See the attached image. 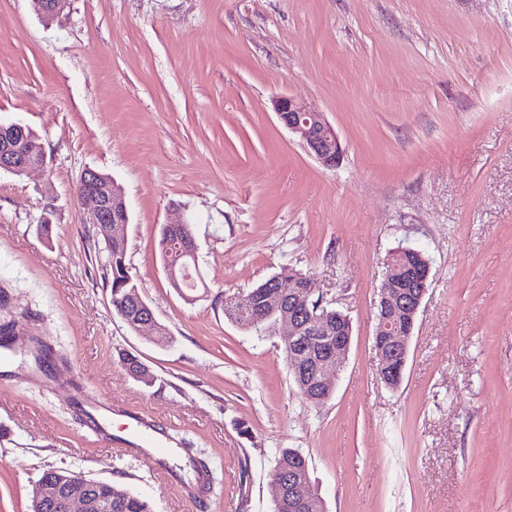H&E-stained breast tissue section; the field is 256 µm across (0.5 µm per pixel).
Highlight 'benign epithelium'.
Listing matches in <instances>:
<instances>
[{
	"instance_id": "7a95c632",
	"label": "benign epithelium",
	"mask_w": 512,
	"mask_h": 512,
	"mask_svg": "<svg viewBox=\"0 0 512 512\" xmlns=\"http://www.w3.org/2000/svg\"><path fill=\"white\" fill-rule=\"evenodd\" d=\"M39 10L46 20L61 15L70 0H37ZM273 109L280 122L288 128L306 147L314 158L326 167L340 162L343 149L335 129L328 123L324 113L310 110L290 96H279L273 100ZM45 154L37 152L28 139L26 127L21 124H0V171L23 175L41 167ZM80 199L88 204L86 223L96 224L107 246L119 241L114 236L115 226L128 222L127 207L123 198L115 193L112 180L98 171L85 169L77 182ZM181 223L162 226L163 233L174 239L178 253L197 261L195 239L179 235ZM272 290L257 301L267 315L275 318V324L287 326L282 339L288 344L289 371L303 388L306 401L324 403L332 394L334 386L330 373L340 368V360L349 349L352 337L350 317L331 321L326 314L288 309V303L304 301L313 296L310 279L296 271H288V277H279L271 282ZM427 279L415 272L395 266L384 271L380 286L374 327L373 347L378 361L379 377L386 383L402 379L404 367L419 310L427 295ZM133 304L130 318L135 332L153 336L163 328L152 308L138 295L130 296ZM321 345V350L306 355V348ZM98 481L87 478L80 472L69 478H47L39 485L35 512H108L112 500L102 502L94 494ZM275 499L288 498L299 507L309 500V473L304 468L294 469L285 482L272 480Z\"/></svg>"
}]
</instances>
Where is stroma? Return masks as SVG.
Masks as SVG:
<instances>
[{"mask_svg":"<svg viewBox=\"0 0 512 512\" xmlns=\"http://www.w3.org/2000/svg\"><path fill=\"white\" fill-rule=\"evenodd\" d=\"M278 95L324 113L337 167L280 123ZM0 122L32 129L46 156L0 171V290L67 354L46 376L0 348V512H30L50 469L154 512H274L284 448L306 456L326 512H512V0H70L51 22L0 0ZM87 168L123 193L116 233L169 345L112 308L76 193ZM172 220L197 244L192 302L159 252ZM400 245L432 278L392 390L373 331ZM285 268L352 320L319 406L278 330L224 315ZM131 413L167 438L160 462L113 450ZM193 457L214 467L213 496L190 495Z\"/></svg>","mask_w":512,"mask_h":512,"instance_id":"1","label":"stroma"}]
</instances>
